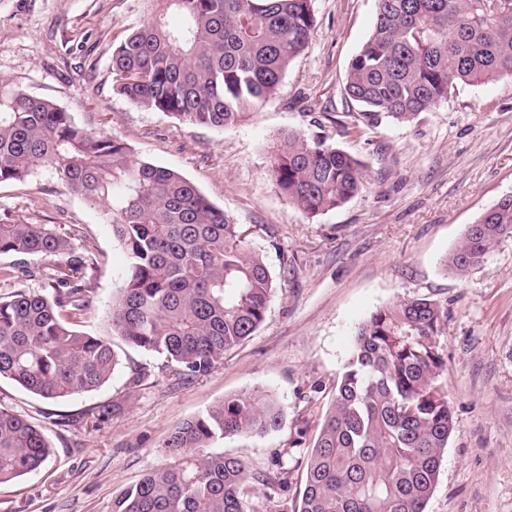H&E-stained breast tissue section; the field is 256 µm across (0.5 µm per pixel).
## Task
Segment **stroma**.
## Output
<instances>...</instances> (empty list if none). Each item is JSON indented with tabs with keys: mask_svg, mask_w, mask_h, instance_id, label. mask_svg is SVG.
Returning <instances> with one entry per match:
<instances>
[{
	"mask_svg": "<svg viewBox=\"0 0 512 512\" xmlns=\"http://www.w3.org/2000/svg\"><path fill=\"white\" fill-rule=\"evenodd\" d=\"M313 7L312 41L277 98L216 131L136 106L112 87V47L148 19L152 0H0V77L56 102L82 126H105L133 159L180 172L252 232L274 279L264 322L207 375L159 376L161 357L129 348L106 385L64 401L1 380L0 403L45 426L53 454L42 469L0 485V512H112L126 488L169 464L162 441L175 424L256 390L273 395L282 426L212 450L254 470L282 459L286 495L250 481L244 490L254 512H296L357 326L407 296L448 311L441 344L454 428L425 512H512V234L465 276L444 266L468 225L512 195V78L459 85L409 124L385 117L365 125L344 85L372 32L376 0ZM88 29L105 36L78 47ZM289 129L364 162L365 190L314 218L290 204L268 175L275 139ZM19 202L32 223L78 224L94 243L95 303L79 329L108 334L125 265L111 224L43 169L22 186L0 185V209ZM134 363L155 375L132 390ZM112 404L115 416L89 422Z\"/></svg>",
	"mask_w": 512,
	"mask_h": 512,
	"instance_id": "35a3bbf8",
	"label": "stroma"
}]
</instances>
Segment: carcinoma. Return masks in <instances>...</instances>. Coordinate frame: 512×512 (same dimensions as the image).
Wrapping results in <instances>:
<instances>
[{"label": "carcinoma", "mask_w": 512, "mask_h": 512, "mask_svg": "<svg viewBox=\"0 0 512 512\" xmlns=\"http://www.w3.org/2000/svg\"><path fill=\"white\" fill-rule=\"evenodd\" d=\"M148 21L112 52L113 88L132 103L188 125L222 130L274 99L315 30L313 0H155ZM370 36L352 58L348 99L370 123H409L460 84L512 78V0H377ZM39 169L99 208L126 254L112 298L110 336L77 329L91 310L95 245L76 224H34L18 204L0 212V379L45 399L90 392L119 365L112 337L163 357L175 380L207 374L265 319L273 277L248 234L182 174L130 159L105 129L0 79V184ZM269 176L290 203L315 217L366 186L365 164L285 131ZM512 234V195L487 209L449 253L463 276ZM80 242L75 246L74 242ZM45 263L33 267L30 256ZM42 280L50 292L26 286ZM447 310L404 297L358 327L306 463L297 512H425L453 430L441 337ZM283 415L268 394L228 397L176 424L163 440L171 462L147 472L113 512H252L247 479L277 492L288 469L252 472L207 451L218 440L264 434ZM46 435L0 404V484L41 468Z\"/></svg>", "instance_id": "1"}]
</instances>
